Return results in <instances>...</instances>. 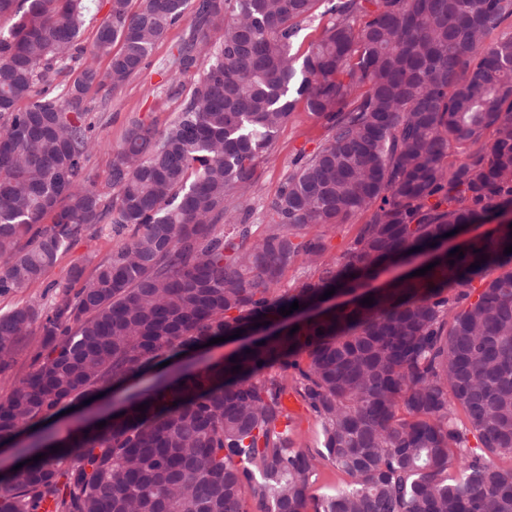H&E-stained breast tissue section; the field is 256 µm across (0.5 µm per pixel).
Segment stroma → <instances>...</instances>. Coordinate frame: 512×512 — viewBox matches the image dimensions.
<instances>
[{"mask_svg": "<svg viewBox=\"0 0 512 512\" xmlns=\"http://www.w3.org/2000/svg\"><path fill=\"white\" fill-rule=\"evenodd\" d=\"M192 23L184 18L160 40L149 59V65L116 90L102 88L90 93L88 104L97 124L99 144L88 164L89 171L101 192H108V172L114 149L121 143L132 120L141 119L156 128H164L182 108L190 88L187 76L179 74L171 60L176 55ZM327 134L325 122L310 113L297 111L278 132L272 154L261 163L259 180L245 202L254 230L270 223V204L283 181L295 167L299 157L312 155ZM121 242L120 236L104 231L88 233L79 238L61 256L42 282L21 291L0 296V313L17 306L37 302L53 308L62 299L73 296L68 275L71 267L81 266L84 277H91L92 263L108 255Z\"/></svg>", "mask_w": 512, "mask_h": 512, "instance_id": "stroma-1", "label": "stroma"}]
</instances>
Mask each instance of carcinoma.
<instances>
[{
  "mask_svg": "<svg viewBox=\"0 0 512 512\" xmlns=\"http://www.w3.org/2000/svg\"><path fill=\"white\" fill-rule=\"evenodd\" d=\"M17 2L0 0L12 20L0 30V295L39 282L100 224L131 234L73 298L0 315L1 376L39 344L0 396V441L100 389L126 394L102 428L15 449L24 475L0 483V512H512V468L492 460L512 459L509 224L424 276L295 320L326 290L512 206V35L484 42L512 0H100L89 48L94 0ZM321 9L332 21L299 57L294 40ZM188 14L173 60L194 72L188 98L162 131L130 123L108 196L87 169V94L123 86ZM88 55L110 57L108 70ZM301 103L327 135L254 237L243 200ZM453 144L473 151L450 171ZM367 211L352 246L327 258L310 230ZM299 261L311 274L280 288ZM493 268L505 272L474 292ZM264 321L284 330L129 391L162 360ZM290 392L321 447H295ZM323 461L349 482L315 496Z\"/></svg>",
  "mask_w": 512,
  "mask_h": 512,
  "instance_id": "1",
  "label": "carcinoma"
}]
</instances>
